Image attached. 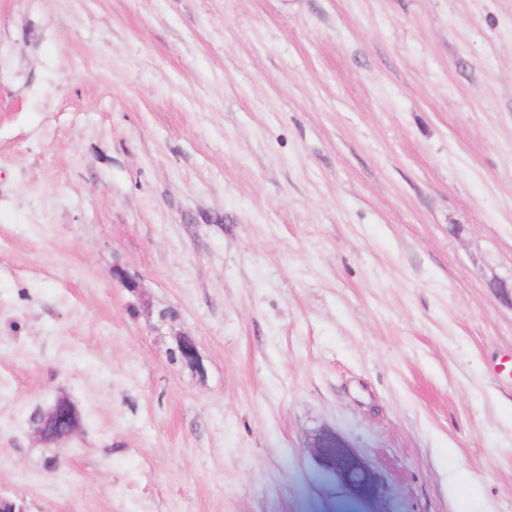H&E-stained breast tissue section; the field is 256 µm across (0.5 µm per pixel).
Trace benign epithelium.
Instances as JSON below:
<instances>
[{
	"instance_id": "7a95c632",
	"label": "benign epithelium",
	"mask_w": 512,
	"mask_h": 512,
	"mask_svg": "<svg viewBox=\"0 0 512 512\" xmlns=\"http://www.w3.org/2000/svg\"><path fill=\"white\" fill-rule=\"evenodd\" d=\"M37 418L45 425L61 421L67 422V427L57 434L36 429L34 433L45 443L58 442L75 435L80 428V413L70 401L57 398ZM318 463L336 474V477L348 490L361 498L370 499L376 493L373 472L369 465L355 452L350 444L336 431L321 429L315 432L308 443Z\"/></svg>"
}]
</instances>
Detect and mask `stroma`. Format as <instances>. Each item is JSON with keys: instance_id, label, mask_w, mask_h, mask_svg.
<instances>
[{"instance_id": "35a3bbf8", "label": "stroma", "mask_w": 512, "mask_h": 512, "mask_svg": "<svg viewBox=\"0 0 512 512\" xmlns=\"http://www.w3.org/2000/svg\"><path fill=\"white\" fill-rule=\"evenodd\" d=\"M504 283L512 0H0L23 512H512ZM36 418L40 419L44 425L60 423L62 420L67 422V427L57 434L48 435L47 432L36 429L34 433L45 443L58 442L75 435L80 428V413L76 406L67 399L63 402L62 397L55 401L44 411L39 412ZM308 448H313L318 463L336 474L352 494L365 499L374 497L372 470L336 430H318L311 436Z\"/></svg>"}]
</instances>
